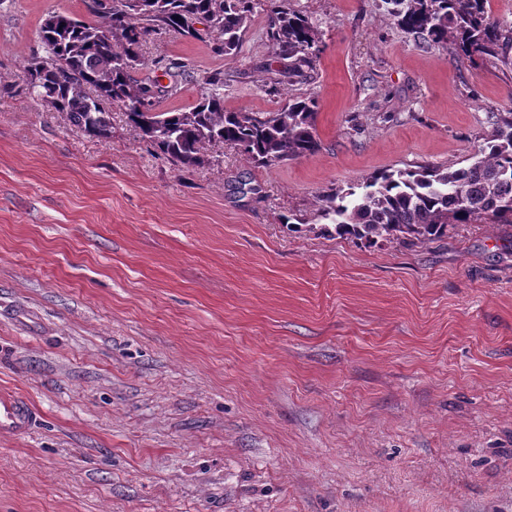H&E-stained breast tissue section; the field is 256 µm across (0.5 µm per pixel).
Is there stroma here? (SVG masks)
I'll return each mask as SVG.
<instances>
[{
	"mask_svg": "<svg viewBox=\"0 0 512 512\" xmlns=\"http://www.w3.org/2000/svg\"><path fill=\"white\" fill-rule=\"evenodd\" d=\"M86 2L0 10V391L37 413L0 438V512H512V226L365 247L319 216L379 172L474 162L512 46L463 63L384 0H287L317 53L271 93L266 6L234 56L150 35L147 63L191 73L161 109L215 72L232 111L319 103L315 156L217 144L180 171L121 105L95 139L28 93L43 19Z\"/></svg>",
	"mask_w": 512,
	"mask_h": 512,
	"instance_id": "stroma-1",
	"label": "stroma"
}]
</instances>
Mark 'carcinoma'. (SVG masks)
Wrapping results in <instances>:
<instances>
[{"mask_svg":"<svg viewBox=\"0 0 512 512\" xmlns=\"http://www.w3.org/2000/svg\"><path fill=\"white\" fill-rule=\"evenodd\" d=\"M401 30L471 61L491 59L509 42L487 10V0H384ZM92 19L50 13L39 28L44 51L24 67L27 90L85 134L112 133L107 103L124 107L127 121L156 153L179 170L199 166L204 150L229 145L255 164L312 157L322 148L317 134L318 102L290 97L269 112L224 109V76L203 77L208 92L189 112L156 111L163 92L157 77L139 76L142 42L156 31L199 40L213 37L217 53L237 52L255 0H89ZM205 25L200 32L195 24ZM267 40L291 59L295 75L316 57V31L297 11L273 6ZM154 70L178 90L181 69L157 60ZM480 158L451 169L423 164L384 171L369 181L321 199L322 232L368 246L383 242L426 243L448 236L457 224H512V113L498 117L491 137L478 147Z\"/></svg>","mask_w":512,"mask_h":512,"instance_id":"1","label":"carcinoma"}]
</instances>
